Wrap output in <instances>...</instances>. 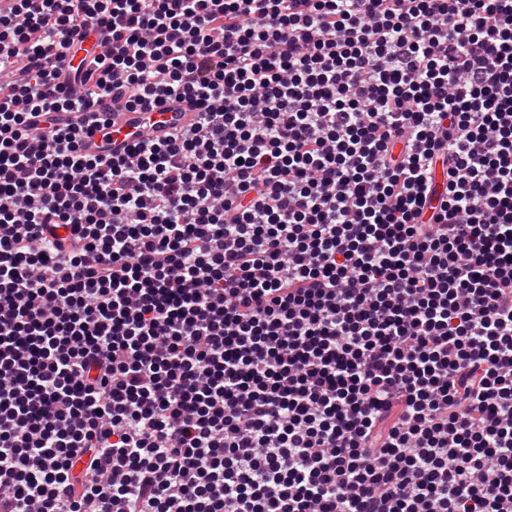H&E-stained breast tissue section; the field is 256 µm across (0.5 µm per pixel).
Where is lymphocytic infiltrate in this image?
I'll return each mask as SVG.
<instances>
[{"label":"lymphocytic infiltrate","mask_w":512,"mask_h":512,"mask_svg":"<svg viewBox=\"0 0 512 512\" xmlns=\"http://www.w3.org/2000/svg\"><path fill=\"white\" fill-rule=\"evenodd\" d=\"M0 512H512V0L5 6ZM96 108L110 111L112 124L85 141V152L90 154H123L139 142L142 135L149 134L152 139L163 138L173 126L186 125L196 117V113L189 111L185 103L168 101L157 105L150 114L126 109L123 99L113 100L110 97L101 100Z\"/></svg>","instance_id":"lymphocytic-infiltrate-1"}]
</instances>
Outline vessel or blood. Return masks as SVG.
Wrapping results in <instances>:
<instances>
[{"instance_id":"obj_1","label":"vessel or blood","mask_w":512,"mask_h":512,"mask_svg":"<svg viewBox=\"0 0 512 512\" xmlns=\"http://www.w3.org/2000/svg\"><path fill=\"white\" fill-rule=\"evenodd\" d=\"M98 107L110 113L112 123L85 142L84 149L90 154L124 153L139 142L142 135L159 139L172 127L186 125L196 117L195 112L186 110L183 104L168 101L148 114L126 108L120 99L101 100Z\"/></svg>"}]
</instances>
